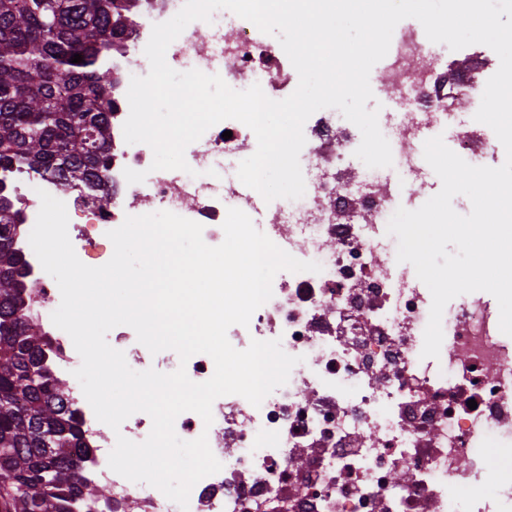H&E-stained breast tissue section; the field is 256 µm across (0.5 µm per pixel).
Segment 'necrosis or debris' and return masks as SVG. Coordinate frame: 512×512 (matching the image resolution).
Wrapping results in <instances>:
<instances>
[{
    "instance_id": "obj_1",
    "label": "necrosis or debris",
    "mask_w": 512,
    "mask_h": 512,
    "mask_svg": "<svg viewBox=\"0 0 512 512\" xmlns=\"http://www.w3.org/2000/svg\"><path fill=\"white\" fill-rule=\"evenodd\" d=\"M130 3L132 29L112 58L118 83L107 151L111 202L81 203L51 177L0 167V186L15 198L22 217L15 246L26 261L27 280L36 284L29 314L52 340L57 372L90 438L85 471L95 484L109 487L113 512H512V480L488 481L483 454L499 449L512 465V337L500 331L489 293L464 294L444 309L439 358H423L431 293L416 282L414 268L397 262L387 232L398 201L417 205L412 192L425 177L427 132L447 128L456 103L486 84L499 58L486 56L469 80L449 85L453 62L437 53L417 21L397 24L383 59L397 78V109L379 127L393 139V163L404 170L405 181L355 167L359 129L351 123L337 127L335 109H322L304 125V196L279 200L261 227L293 257L322 267L318 273L279 272L272 298L249 325L227 332L239 350L254 339L280 340L287 354L301 359L287 383L258 407L239 395L222 396L209 426L193 412L177 417L181 439L207 435L222 464L193 487L187 510L109 468L117 436L144 441L152 420L138 412L115 431L85 399L74 376L81 357L51 320L59 288L42 280L29 244L39 194L65 203L75 253L97 267L113 255L108 231L129 215L173 212L200 223L204 241L216 246L224 240L228 208L248 207L231 160L255 139L236 120L211 127L192 150L188 173L152 170L151 148L126 143L130 80L145 73L153 24L171 19L184 0ZM254 30L241 19L216 27L213 39L204 41L188 25L169 46L166 61L228 83L257 84L269 98L284 99L295 91L298 74L280 43L256 37ZM128 168L146 172L145 181L128 183Z\"/></svg>"
}]
</instances>
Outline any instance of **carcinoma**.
<instances>
[{
  "label": "carcinoma",
  "instance_id": "1",
  "mask_svg": "<svg viewBox=\"0 0 512 512\" xmlns=\"http://www.w3.org/2000/svg\"><path fill=\"white\" fill-rule=\"evenodd\" d=\"M123 0H0V165L103 187L112 81L100 72L126 29ZM79 54L82 61L71 62ZM19 212L0 192V512H77L112 498L79 475L80 416L25 315Z\"/></svg>",
  "mask_w": 512,
  "mask_h": 512
}]
</instances>
